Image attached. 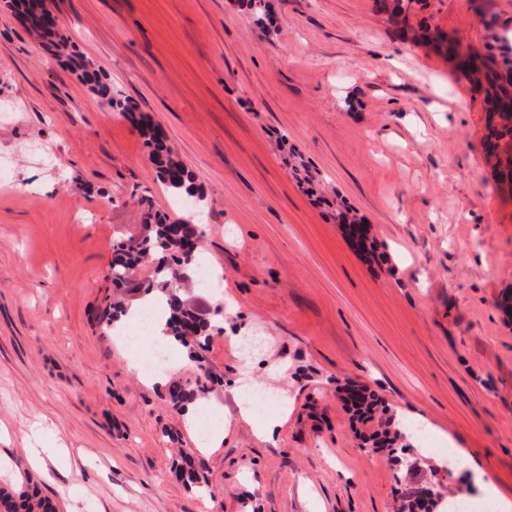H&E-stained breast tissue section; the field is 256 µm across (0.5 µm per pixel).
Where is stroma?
<instances>
[{
  "label": "stroma",
  "instance_id": "stroma-1",
  "mask_svg": "<svg viewBox=\"0 0 512 512\" xmlns=\"http://www.w3.org/2000/svg\"><path fill=\"white\" fill-rule=\"evenodd\" d=\"M278 30L236 0H51L58 27L131 97L206 196L198 250L227 300L202 302L218 447L150 385L97 314L122 243L165 193L138 125L0 0V488L37 483L56 512H401L426 487L512 500V193L486 157L484 96L446 57L400 40L377 0H271ZM491 50L512 0H414L421 24ZM322 197L293 178L292 153ZM362 216L361 248L336 203ZM288 403L268 436L238 416L241 385ZM366 388L429 427L373 451L342 399ZM77 448L80 472L49 446ZM432 456H423V449ZM191 451L202 486L178 475Z\"/></svg>",
  "mask_w": 512,
  "mask_h": 512
}]
</instances>
